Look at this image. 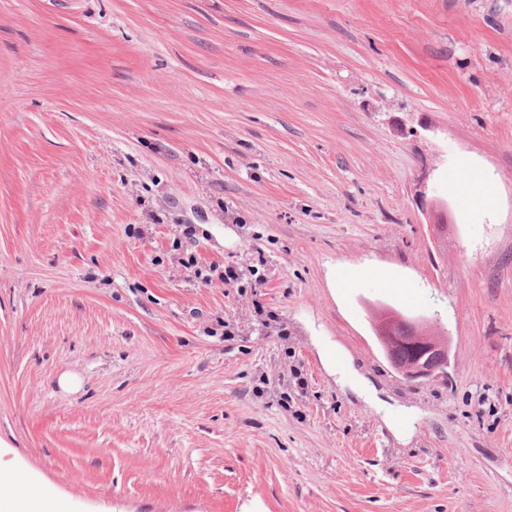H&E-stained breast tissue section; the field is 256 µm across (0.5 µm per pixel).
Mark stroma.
Masks as SVG:
<instances>
[{
    "label": "stroma",
    "instance_id": "35a3bbf8",
    "mask_svg": "<svg viewBox=\"0 0 512 512\" xmlns=\"http://www.w3.org/2000/svg\"><path fill=\"white\" fill-rule=\"evenodd\" d=\"M0 454L67 512H512V0H0ZM458 178H461V182L464 186V204L477 202L482 206L487 207L493 203V197L490 189L481 174L477 172H470L468 174L460 173L458 174ZM186 269L190 270V277L195 283L209 287L217 284L230 288H241L244 274L234 267H220V265H209L202 267L198 265L195 257L191 256L186 262ZM423 329L428 330L430 336L425 331L417 332L418 336H416L415 331L406 322H397L394 325V334H381L375 326L376 335L381 341L383 338L392 336H401V339L407 341L410 336H416L419 341V357L405 369V374L410 380L434 378L440 375L435 366H441L442 361L436 360L434 361L435 366L431 365L430 360L424 358L426 353L437 354L442 360L447 359L448 356L446 344L436 336L431 325L425 323Z\"/></svg>",
    "mask_w": 512,
    "mask_h": 512
}]
</instances>
